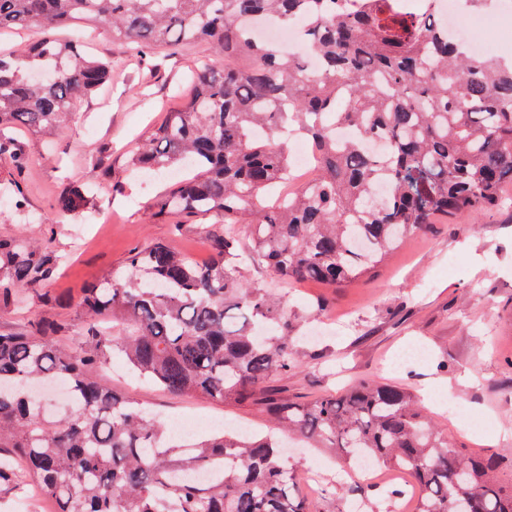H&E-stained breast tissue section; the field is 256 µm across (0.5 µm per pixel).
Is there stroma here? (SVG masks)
Masks as SVG:
<instances>
[{
  "mask_svg": "<svg viewBox=\"0 0 512 512\" xmlns=\"http://www.w3.org/2000/svg\"><path fill=\"white\" fill-rule=\"evenodd\" d=\"M197 52L150 50L129 60L100 93L49 135L22 131L10 138L25 158L19 173L24 207L47 216L66 180L95 185L94 207L78 220L54 224V245L67 262L46 305L30 294L24 309L0 310V332L22 334L37 321L80 323L83 288L124 271L134 248L172 244L204 264L201 236H174L169 219L149 208L170 189L173 175L131 177L130 146L147 135L192 77ZM506 202L480 215L442 219L409 236L374 271L345 288L295 282L280 290L281 310L296 324L300 365L275 378L269 396L309 402L367 379L410 390L467 451L499 459L512 480V185ZM425 346L427 361L395 365V357ZM112 388L152 415L194 423L200 435L214 426L275 424L259 406L173 395L131 375L120 353L102 371ZM297 483L316 467L335 496L310 501L311 512H352L357 468L325 448H292Z\"/></svg>",
  "mask_w": 512,
  "mask_h": 512,
  "instance_id": "1",
  "label": "stroma"
}]
</instances>
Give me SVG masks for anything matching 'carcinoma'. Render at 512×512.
<instances>
[{
  "mask_svg": "<svg viewBox=\"0 0 512 512\" xmlns=\"http://www.w3.org/2000/svg\"><path fill=\"white\" fill-rule=\"evenodd\" d=\"M342 2L0 0V34L40 33L0 49V156L15 172L23 158L4 130L60 127L114 69L63 30L106 25L141 56L204 41L224 57L222 68L200 62L182 106L128 155L141 176L190 173L150 208L177 232L201 219L211 260L154 243L84 289L82 330L37 322L0 334V488L35 491L52 512H310L278 434L219 429L166 444L159 421L97 377L117 349L169 393L261 405L295 440L406 471L415 512H512L498 459L466 454L399 386L366 380L309 403L265 392L298 366L294 325L271 289L246 282L249 264L342 288L435 217L490 211L512 184V62L469 57L417 2L361 0L352 12ZM266 17L303 20L318 67L256 39L247 24ZM339 125L355 134L338 141ZM296 137L315 160L303 179L293 173ZM0 189L25 215L20 186L3 179ZM92 199L70 184L54 212L77 218ZM52 236L0 238V306L31 291L55 301L62 257ZM67 336L76 345L61 344ZM55 379L73 397L59 419L33 393Z\"/></svg>",
  "mask_w": 512,
  "mask_h": 512,
  "instance_id": "obj_1",
  "label": "carcinoma"
}]
</instances>
